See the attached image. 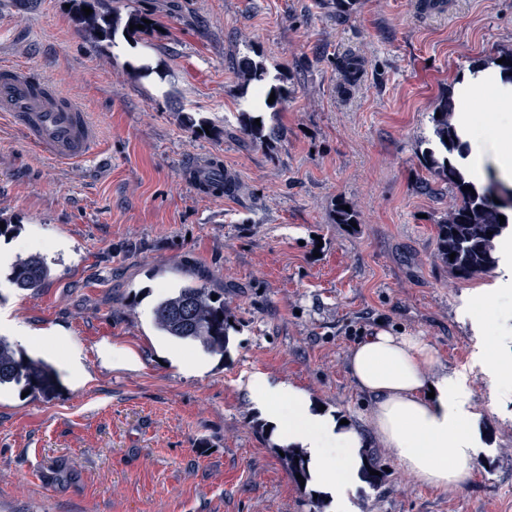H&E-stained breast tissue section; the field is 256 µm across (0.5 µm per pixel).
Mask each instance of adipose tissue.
I'll list each match as a JSON object with an SVG mask.
<instances>
[{"instance_id":"1","label":"adipose tissue","mask_w":512,"mask_h":512,"mask_svg":"<svg viewBox=\"0 0 512 512\" xmlns=\"http://www.w3.org/2000/svg\"><path fill=\"white\" fill-rule=\"evenodd\" d=\"M460 101L480 96L483 142L472 145L458 164L469 179L482 183L488 172L512 185V81L497 69L463 76ZM477 335L475 358L495 402L512 400V356L502 352L512 341V298L480 293L472 299ZM347 370L368 406L369 433L316 412L305 391L257 374L248 383L252 403L265 415L276 437L307 450L309 474L335 493L337 512H358L350 492L361 479V450L370 439L393 448L399 469L440 492L459 488L473 473L480 450L468 378L444 367L425 339L378 329L350 349Z\"/></svg>"}]
</instances>
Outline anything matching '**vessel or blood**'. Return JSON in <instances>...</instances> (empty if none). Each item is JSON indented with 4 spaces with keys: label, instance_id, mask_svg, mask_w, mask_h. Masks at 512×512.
<instances>
[{
    "label": "vessel or blood",
    "instance_id": "obj_1",
    "mask_svg": "<svg viewBox=\"0 0 512 512\" xmlns=\"http://www.w3.org/2000/svg\"><path fill=\"white\" fill-rule=\"evenodd\" d=\"M0 113L9 117L26 140L51 159L62 163L95 156L99 131L88 112L54 81L29 67H0ZM196 189L207 193L221 182L219 157L189 164Z\"/></svg>",
    "mask_w": 512,
    "mask_h": 512
}]
</instances>
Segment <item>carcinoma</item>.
I'll return each instance as SVG.
<instances>
[{
  "instance_id": "cac0c4a2",
  "label": "carcinoma",
  "mask_w": 512,
  "mask_h": 512,
  "mask_svg": "<svg viewBox=\"0 0 512 512\" xmlns=\"http://www.w3.org/2000/svg\"><path fill=\"white\" fill-rule=\"evenodd\" d=\"M76 19L91 37H115L117 27L109 15L101 12L103 0H72ZM92 13L86 15L83 7ZM149 20L143 24V20ZM142 24L144 29H130V25ZM158 20L150 14L131 13L124 27L125 37L152 35L157 32ZM344 83L352 86L359 78L361 63L357 59L344 56L338 62ZM242 87L262 88L267 77L264 64L247 55L238 57L234 63ZM455 103L448 97L439 100L436 111L440 117H432L435 136L434 147L423 154V165L430 174L451 185L460 197V204L448 217L436 225L435 258L448 271L460 279H468L478 273L493 268L497 262V242L509 232V222H500L512 210V194H498L492 189L479 187L466 179L462 171L454 166L442 153H451L460 147L459 136L453 123ZM255 117L242 121L244 134L251 141L263 142V125L254 124ZM470 186L474 192L464 191ZM349 206V210L342 206ZM334 221L337 224H356L357 213L349 201L342 198L336 204ZM455 258H449L451 253ZM50 277V267L45 258L31 253L17 260L10 273L11 283L24 291H36L43 287ZM217 299H212V296ZM153 323L162 336L198 344L214 354H224V343L228 328V315L224 298L209 288L186 284L172 293L160 294L152 311ZM13 384L35 398L50 399L59 388L56 371L42 360L34 359L16 350L7 340L0 337V386ZM284 461L291 475L307 477L306 460L302 453L287 448Z\"/></svg>"
}]
</instances>
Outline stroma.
I'll use <instances>...</instances> for the list:
<instances>
[{
    "label": "stroma",
    "mask_w": 512,
    "mask_h": 512,
    "mask_svg": "<svg viewBox=\"0 0 512 512\" xmlns=\"http://www.w3.org/2000/svg\"><path fill=\"white\" fill-rule=\"evenodd\" d=\"M68 2L0 0V64L37 67L101 144L61 165L0 116V217L21 227L14 256L51 269L37 292L0 269V307L38 335L26 352L62 385L49 400L0 387V512H335L294 482L246 382L288 381L366 427L346 360L380 327L424 336L468 373L484 450L474 478L443 494L371 440L386 475L358 485L359 512H512V403L491 404L469 314L482 289L512 295V241L497 267L456 278L435 258L455 191L418 187L439 100L512 50V0H356L341 18L335 0H121L164 30L111 44L89 41ZM245 54L288 93L260 108L277 132L262 145L240 132L253 98L230 60ZM346 55L363 65L349 88ZM215 155L234 189L198 194L186 166ZM341 197L357 228L335 223ZM188 283L224 294L223 355L154 328L159 291ZM58 336L79 349L80 382ZM108 347L134 362L107 360ZM196 358L203 373L179 368Z\"/></svg>",
    "instance_id": "35a3bbf8"
}]
</instances>
